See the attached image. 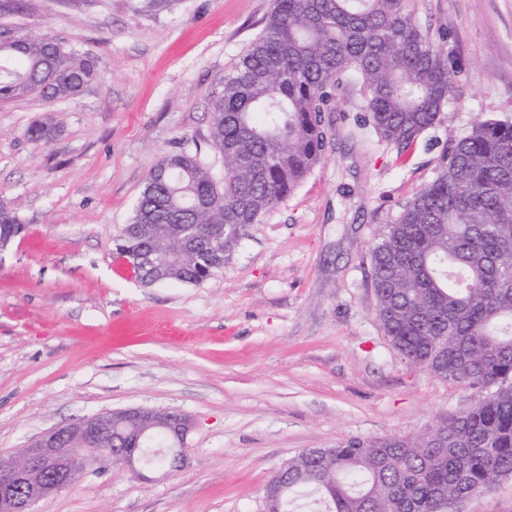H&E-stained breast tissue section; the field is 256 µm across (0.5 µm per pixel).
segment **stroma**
<instances>
[{"label":"stroma","mask_w":512,"mask_h":512,"mask_svg":"<svg viewBox=\"0 0 512 512\" xmlns=\"http://www.w3.org/2000/svg\"><path fill=\"white\" fill-rule=\"evenodd\" d=\"M0 26L93 59L72 98L0 101V201L23 231L0 253V456L131 407L187 414V460L157 481L104 463L36 512H265L288 458L347 438L416 437L485 395L405 360L376 316L371 250L431 183L449 139L512 122V0H406L457 65L440 121L398 154L338 96L307 179L200 284L141 283L117 257L144 179L168 154L216 180L209 97L272 0H24ZM52 135L36 141L37 123Z\"/></svg>","instance_id":"stroma-1"}]
</instances>
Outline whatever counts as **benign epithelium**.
<instances>
[{"instance_id":"1","label":"benign epithelium","mask_w":512,"mask_h":512,"mask_svg":"<svg viewBox=\"0 0 512 512\" xmlns=\"http://www.w3.org/2000/svg\"><path fill=\"white\" fill-rule=\"evenodd\" d=\"M121 413L145 421L148 427L163 426L171 456L169 471L179 469L186 460L185 440L192 421L169 418L165 422L149 409H123ZM58 430L45 433L17 457H0V512H35L34 506L42 499L66 488L70 484L74 463L83 457L99 462L119 457L133 473L142 475L144 448L149 436H136L132 448L56 447Z\"/></svg>"}]
</instances>
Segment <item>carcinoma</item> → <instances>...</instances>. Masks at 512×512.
Listing matches in <instances>:
<instances>
[{
	"mask_svg": "<svg viewBox=\"0 0 512 512\" xmlns=\"http://www.w3.org/2000/svg\"><path fill=\"white\" fill-rule=\"evenodd\" d=\"M455 66L404 0H273L262 33L212 89L219 186L196 156L165 157L145 178L118 251L145 285L214 276L329 144L326 113L359 86L367 122L399 151L439 119ZM94 62L53 39L0 44V100L71 98ZM173 224H190L184 243ZM21 224L0 202V241ZM171 254L161 268L143 261ZM377 317L393 347L435 376L488 390L417 437H351L286 462L283 512L310 496L321 512H459L512 474V123H477L444 150L438 174L401 206L371 254ZM138 430L103 435L120 445Z\"/></svg>",
	"mask_w": 512,
	"mask_h": 512,
	"instance_id": "1",
	"label": "carcinoma"
}]
</instances>
